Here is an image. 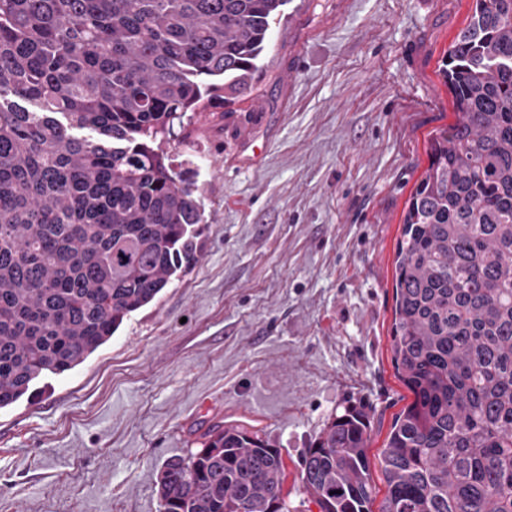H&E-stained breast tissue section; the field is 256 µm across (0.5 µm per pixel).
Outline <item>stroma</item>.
I'll use <instances>...</instances> for the list:
<instances>
[{"label":"stroma","mask_w":512,"mask_h":512,"mask_svg":"<svg viewBox=\"0 0 512 512\" xmlns=\"http://www.w3.org/2000/svg\"><path fill=\"white\" fill-rule=\"evenodd\" d=\"M473 0H288L256 90L163 150L205 217L202 257L85 363L0 410V512H159L156 476L212 418L294 479L364 406L377 457L413 400L392 365L396 246L433 134L438 66Z\"/></svg>","instance_id":"obj_1"}]
</instances>
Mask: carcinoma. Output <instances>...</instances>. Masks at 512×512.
Here are the masks:
<instances>
[{"mask_svg":"<svg viewBox=\"0 0 512 512\" xmlns=\"http://www.w3.org/2000/svg\"><path fill=\"white\" fill-rule=\"evenodd\" d=\"M288 0H0V409L83 364L199 260L204 212L157 143L232 111ZM439 74L395 254L392 364L414 400L379 456V512H512V0H475ZM157 474L161 512L288 502L280 449L222 420ZM365 414L333 417L296 481L372 512Z\"/></svg>","mask_w":512,"mask_h":512,"instance_id":"carcinoma-1","label":"carcinoma"}]
</instances>
